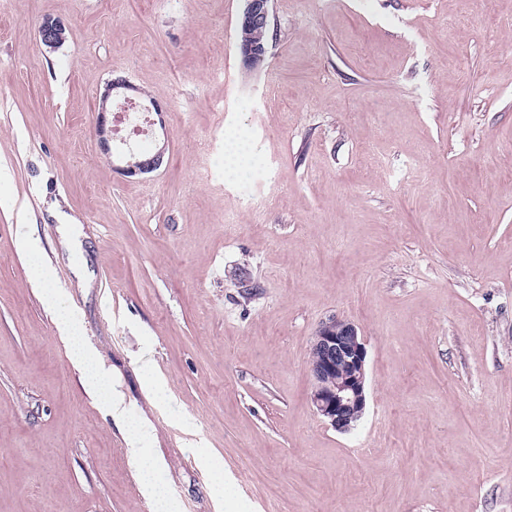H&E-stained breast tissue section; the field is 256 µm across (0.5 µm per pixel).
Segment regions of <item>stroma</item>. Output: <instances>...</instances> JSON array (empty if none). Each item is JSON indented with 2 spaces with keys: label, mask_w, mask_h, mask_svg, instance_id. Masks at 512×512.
I'll return each mask as SVG.
<instances>
[{
  "label": "stroma",
  "mask_w": 512,
  "mask_h": 512,
  "mask_svg": "<svg viewBox=\"0 0 512 512\" xmlns=\"http://www.w3.org/2000/svg\"><path fill=\"white\" fill-rule=\"evenodd\" d=\"M244 7L0 0V512H152L38 263L179 512H512V0H271L254 74ZM47 17L68 27L54 51ZM118 77L163 107L142 147L163 163L136 178L95 133ZM332 316L367 349L347 434L311 402ZM198 448L230 476L223 506ZM67 25L59 20L51 17L43 19L38 28V35L41 43L55 50L61 47L67 38Z\"/></svg>",
  "instance_id": "35a3bbf8"
}]
</instances>
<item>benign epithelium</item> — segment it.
Here are the masks:
<instances>
[{
  "label": "benign epithelium",
  "mask_w": 512,
  "mask_h": 512,
  "mask_svg": "<svg viewBox=\"0 0 512 512\" xmlns=\"http://www.w3.org/2000/svg\"><path fill=\"white\" fill-rule=\"evenodd\" d=\"M270 24V0H246L241 26L247 29H265ZM67 25L51 17L43 19L38 28L41 43L51 50L61 47L67 38ZM241 63L249 65L262 57L266 48L260 43H239ZM138 92L126 79L108 83L100 96L97 110L96 134L100 150L107 157H115L113 168L122 176L133 178L150 174L160 168L166 146L156 148L151 155L131 149L112 150V132L107 115L114 108L135 104L132 94ZM366 358L364 337L355 324L330 317L319 326L311 352L310 371L314 379L312 404L316 412L334 430L348 433L361 420L366 404Z\"/></svg>",
  "instance_id": "obj_1"
}]
</instances>
